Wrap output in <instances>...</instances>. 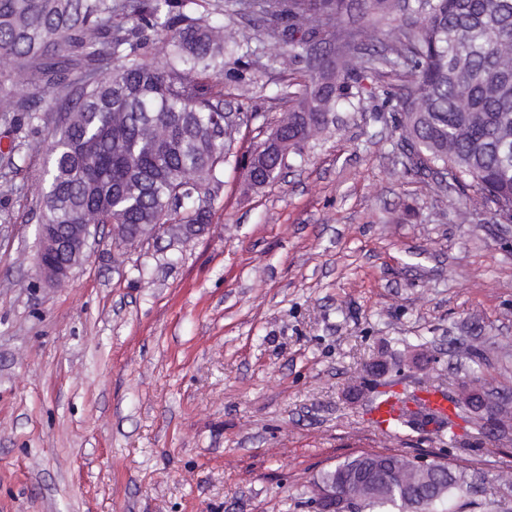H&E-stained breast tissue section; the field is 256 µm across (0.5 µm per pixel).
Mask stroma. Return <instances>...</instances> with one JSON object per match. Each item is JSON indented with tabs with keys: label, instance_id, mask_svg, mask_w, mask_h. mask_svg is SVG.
I'll list each match as a JSON object with an SVG mask.
<instances>
[{
	"label": "stroma",
	"instance_id": "1",
	"mask_svg": "<svg viewBox=\"0 0 512 512\" xmlns=\"http://www.w3.org/2000/svg\"><path fill=\"white\" fill-rule=\"evenodd\" d=\"M200 2L253 50L223 81L236 159L204 233L128 250L105 225L69 279L41 284L36 187L61 102L21 79L39 120L0 113V512H317L319 473L361 451L464 469L468 491L436 512H512V431L387 438L369 416L387 383L455 397L477 376L512 398V224L412 163L393 73L249 188L238 157L306 78L256 16ZM474 336L477 370L460 351ZM393 353L426 362L367 374Z\"/></svg>",
	"mask_w": 512,
	"mask_h": 512
}]
</instances>
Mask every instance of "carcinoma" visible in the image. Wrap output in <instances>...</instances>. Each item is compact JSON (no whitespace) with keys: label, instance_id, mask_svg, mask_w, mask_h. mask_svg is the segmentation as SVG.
<instances>
[{"label":"carcinoma","instance_id":"obj_1","mask_svg":"<svg viewBox=\"0 0 512 512\" xmlns=\"http://www.w3.org/2000/svg\"><path fill=\"white\" fill-rule=\"evenodd\" d=\"M194 0H0V112L39 111L37 103L4 90L31 74L59 89L65 116L45 144L51 166L40 183L42 224H118L133 242L154 224L201 231L212 223V189L222 183L232 157L233 126L224 123V91L214 79L236 69L249 45L224 33ZM352 0H234L283 41L280 64H306L308 82L279 124L291 152L299 154L328 127L341 104L363 94L366 74H406L398 99L401 139L425 170L437 167L458 185L471 181L475 203L496 222H512V0H358L368 26H342ZM122 22L112 24V15ZM399 21L383 52L357 56L356 39L385 20ZM161 54L147 57L151 43ZM79 75L74 83L65 75ZM263 182L281 167L256 157ZM466 354L483 364L474 336ZM453 413L438 417L420 408L401 413L400 430L420 417L436 429L455 419L501 428L507 404L488 414L468 411L464 397L448 398ZM412 460L397 453L360 452L320 473V487L341 486L362 467L398 473L376 487L367 512H431L424 484L407 481ZM440 498L468 485L464 471L448 466Z\"/></svg>","mask_w":512,"mask_h":512}]
</instances>
